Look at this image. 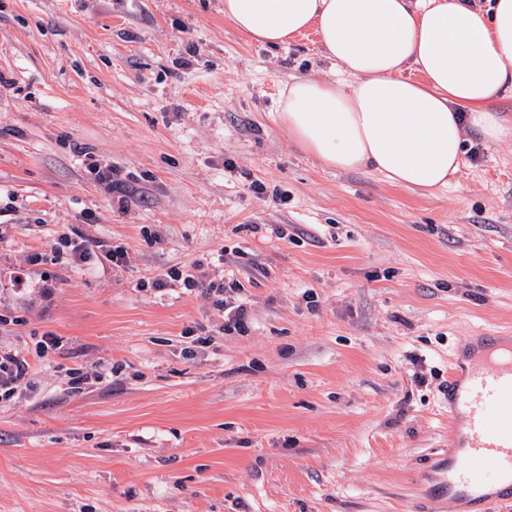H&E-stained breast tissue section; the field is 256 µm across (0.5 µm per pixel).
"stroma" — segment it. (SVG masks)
<instances>
[{"mask_svg":"<svg viewBox=\"0 0 512 512\" xmlns=\"http://www.w3.org/2000/svg\"><path fill=\"white\" fill-rule=\"evenodd\" d=\"M334 75L224 0H0V349L31 364L0 512H466L445 386L512 334V142L467 133L432 194L325 167L278 99ZM64 233L130 262L71 266ZM197 263L204 286L152 287ZM234 280L229 330L206 285ZM244 286L238 281H232L229 292V297H222L216 301V305L224 309V313L227 312V319L233 324H237L245 319L246 312L242 304L236 305V300L231 294H240Z\"/></svg>","mask_w":512,"mask_h":512,"instance_id":"stroma-1","label":"stroma"}]
</instances>
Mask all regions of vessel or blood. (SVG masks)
Segmentation results:
<instances>
[{
    "instance_id": "1",
    "label": "vessel or blood",
    "mask_w": 512,
    "mask_h": 512,
    "mask_svg": "<svg viewBox=\"0 0 512 512\" xmlns=\"http://www.w3.org/2000/svg\"><path fill=\"white\" fill-rule=\"evenodd\" d=\"M448 402L465 420L447 483L476 503L512 494V338L494 337L468 367L448 372Z\"/></svg>"
}]
</instances>
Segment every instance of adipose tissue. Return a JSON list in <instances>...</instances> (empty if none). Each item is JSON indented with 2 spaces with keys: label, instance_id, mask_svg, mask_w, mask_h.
<instances>
[{
  "label": "adipose tissue",
  "instance_id": "1",
  "mask_svg": "<svg viewBox=\"0 0 512 512\" xmlns=\"http://www.w3.org/2000/svg\"><path fill=\"white\" fill-rule=\"evenodd\" d=\"M224 17L270 47L307 31L337 80L289 83L280 119L323 165L369 170L399 187L448 185L466 132L512 140L498 107L512 98V0L489 11L460 0H224Z\"/></svg>",
  "mask_w": 512,
  "mask_h": 512
}]
</instances>
